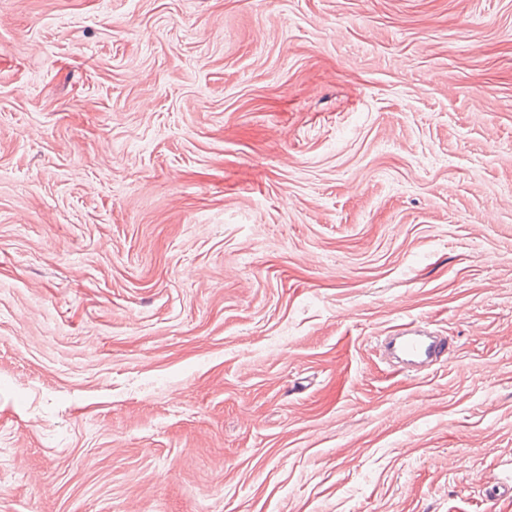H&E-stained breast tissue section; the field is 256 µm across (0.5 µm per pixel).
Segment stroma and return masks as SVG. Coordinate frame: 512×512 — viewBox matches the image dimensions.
<instances>
[{
	"mask_svg": "<svg viewBox=\"0 0 512 512\" xmlns=\"http://www.w3.org/2000/svg\"><path fill=\"white\" fill-rule=\"evenodd\" d=\"M428 323L430 369L379 353ZM512 0H0V512H512Z\"/></svg>",
	"mask_w": 512,
	"mask_h": 512,
	"instance_id": "obj_1",
	"label": "stroma"
}]
</instances>
